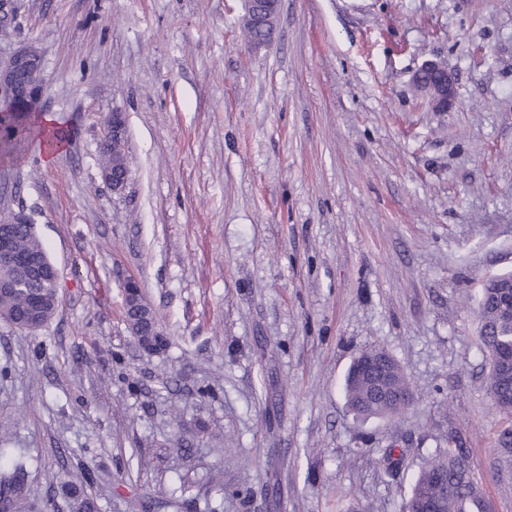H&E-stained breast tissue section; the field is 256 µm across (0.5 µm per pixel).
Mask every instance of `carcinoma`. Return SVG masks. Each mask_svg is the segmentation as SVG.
Returning <instances> with one entry per match:
<instances>
[{
	"label": "carcinoma",
	"instance_id": "obj_1",
	"mask_svg": "<svg viewBox=\"0 0 512 512\" xmlns=\"http://www.w3.org/2000/svg\"><path fill=\"white\" fill-rule=\"evenodd\" d=\"M246 37L254 43L272 40L275 29L261 28L242 21ZM65 138L60 129L47 126L42 117H31L23 112L0 113V158L19 159L28 144L32 142L55 145ZM126 135L108 134L100 144L101 164L112 171L124 173L130 170L126 149ZM0 230L8 232L17 252L49 261L43 242L37 236L34 226L27 223L0 224ZM8 276L21 283L23 288H32L42 299V321L48 323L57 313L60 304L58 288L46 278L24 280L19 271L0 270V277ZM496 288H483L479 297V317L487 335L480 337L485 349L496 356V363L490 364L487 391L491 398L502 405L501 411L512 418V317L499 310V294L502 287L512 283V272L493 276ZM29 296L22 291L0 294V319L18 320L28 310ZM124 314L130 332L139 335L160 349L166 338L160 331L159 318L152 305L136 291L124 300ZM375 355L384 357L385 370L397 392L409 390L402 368L397 360L377 349ZM346 403L358 418L391 416L374 397L373 385L345 382ZM496 445L501 454L512 459V424L497 435ZM24 465L11 461L0 452V512H32L24 490L22 474ZM491 512L489 503L480 490L478 480L471 469L467 453L457 447L438 448L435 456L421 469L412 486L403 512Z\"/></svg>",
	"mask_w": 512,
	"mask_h": 512
}]
</instances>
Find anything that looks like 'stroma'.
<instances>
[{
    "mask_svg": "<svg viewBox=\"0 0 512 512\" xmlns=\"http://www.w3.org/2000/svg\"><path fill=\"white\" fill-rule=\"evenodd\" d=\"M244 0H8L0 61L35 47L68 142L0 160L60 272L56 316L0 320V448L40 512L93 478L98 512H402L420 468L466 448L512 512L505 416L477 336L512 272V0H281L251 47ZM454 76L448 111L416 90ZM124 113L130 182L100 178ZM167 347L143 351L125 280ZM401 364L396 418L349 412L362 350ZM407 451L389 471L387 449Z\"/></svg>",
    "mask_w": 512,
    "mask_h": 512,
    "instance_id": "obj_1",
    "label": "stroma"
}]
</instances>
